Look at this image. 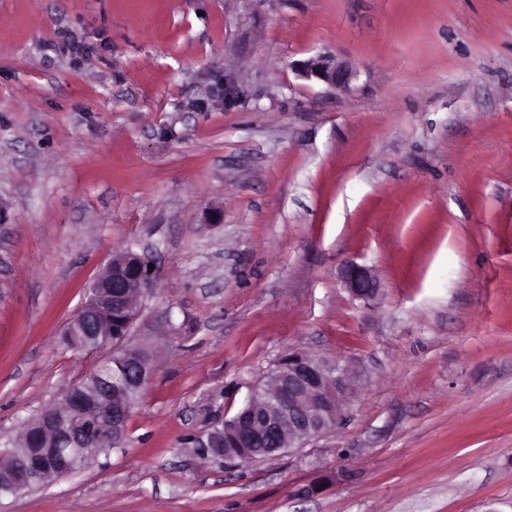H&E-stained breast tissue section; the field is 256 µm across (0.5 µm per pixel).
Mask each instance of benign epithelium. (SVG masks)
Returning a JSON list of instances; mask_svg holds the SVG:
<instances>
[{"instance_id":"1","label":"benign epithelium","mask_w":512,"mask_h":512,"mask_svg":"<svg viewBox=\"0 0 512 512\" xmlns=\"http://www.w3.org/2000/svg\"><path fill=\"white\" fill-rule=\"evenodd\" d=\"M299 75L315 78L335 89L350 87L356 72L337 66L329 56L319 55L304 62ZM145 254L127 253L112 257L104 274L94 281L93 295L72 319L71 335L86 346L112 350L119 346L124 362L134 367L126 388L100 390L89 401L92 386L81 382L67 393L64 404L81 423L67 432L50 417L26 427L23 442L9 450L10 464L0 467V492L16 494L36 484L57 478L60 472H75L74 464L110 443L119 445L126 431L132 400L152 375L148 352L124 347L133 322L140 312L137 300L154 284V272ZM340 278L357 298L377 295L380 282L365 266L350 263ZM348 390L346 373L323 358L293 354L268 377L266 386L249 397L251 407L224 420V427L237 432L243 456L224 454V462L238 465L273 457L334 428L342 419V402Z\"/></svg>"}]
</instances>
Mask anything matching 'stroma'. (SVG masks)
I'll return each mask as SVG.
<instances>
[{
	"label": "stroma",
	"mask_w": 512,
	"mask_h": 512,
	"mask_svg": "<svg viewBox=\"0 0 512 512\" xmlns=\"http://www.w3.org/2000/svg\"><path fill=\"white\" fill-rule=\"evenodd\" d=\"M127 248L125 437L0 512H512V0H0V451L99 360L62 333ZM291 352L342 421L198 455ZM299 75L306 79L315 78L335 89L346 90L350 87L356 72L352 69L336 66L329 56L319 55L304 62L299 70ZM340 278L353 297H373L380 291L379 280L372 270L365 266L347 264L341 269Z\"/></svg>",
	"instance_id": "stroma-1"
}]
</instances>
